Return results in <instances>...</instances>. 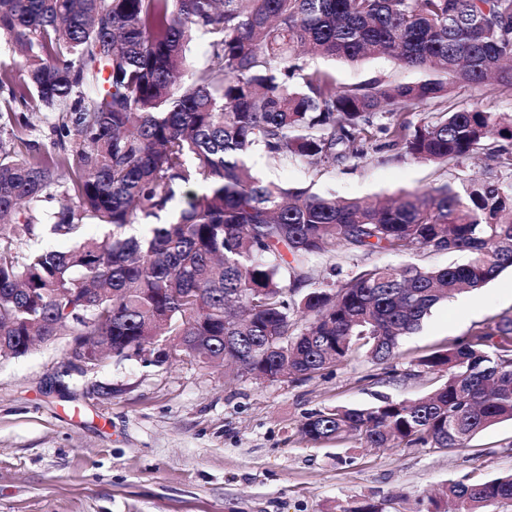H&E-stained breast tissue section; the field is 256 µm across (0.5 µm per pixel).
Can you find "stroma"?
<instances>
[{"instance_id":"stroma-1","label":"stroma","mask_w":512,"mask_h":512,"mask_svg":"<svg viewBox=\"0 0 512 512\" xmlns=\"http://www.w3.org/2000/svg\"><path fill=\"white\" fill-rule=\"evenodd\" d=\"M309 70L350 87L375 78L422 80L423 72L369 57H308ZM58 113L13 129L15 150L58 152ZM267 181L312 186L341 197L381 198L443 182L499 175L479 157L444 169L385 149L336 168L255 157ZM381 252L341 264L320 257L317 281L337 284L359 267L396 263ZM512 312V270L435 308L398 358L372 364L358 354L310 379L277 382L186 359L155 365L111 356L86 373L69 371L70 334L0 358V512H334L368 498L398 497L399 512H424L451 481L512 471V422L477 434L464 450L366 448L312 442L300 432L310 413L367 406L379 396L418 398L436 385L413 358L471 336Z\"/></svg>"}]
</instances>
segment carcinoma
Wrapping results in <instances>:
<instances>
[{
	"mask_svg": "<svg viewBox=\"0 0 512 512\" xmlns=\"http://www.w3.org/2000/svg\"><path fill=\"white\" fill-rule=\"evenodd\" d=\"M209 35L188 68L192 32ZM24 48L12 104L61 112L73 157L0 126V357L72 326L101 349L90 365L149 348L206 367L230 362L274 382L308 379L364 351L383 364L448 297L512 269V182L443 183L390 200L338 198L265 182L250 158L336 167L384 147L440 167L484 151L512 176V117L451 101L450 85L512 95V0H0V41ZM384 55L418 82L342 88L301 55ZM430 106L418 125L408 116ZM58 196L48 216L41 202ZM170 219L162 220V215ZM87 224L110 227L101 239ZM131 224L145 237H125ZM74 241L67 250L38 244ZM464 251L465 265L365 266L334 288L316 256ZM291 259H286V256ZM440 384L416 399L314 412L312 441L372 448H467L512 421V314L418 358ZM369 498L336 512H389ZM512 504V473L451 481L426 512Z\"/></svg>",
	"mask_w": 512,
	"mask_h": 512,
	"instance_id": "cac0c4a2",
	"label": "carcinoma"
}]
</instances>
